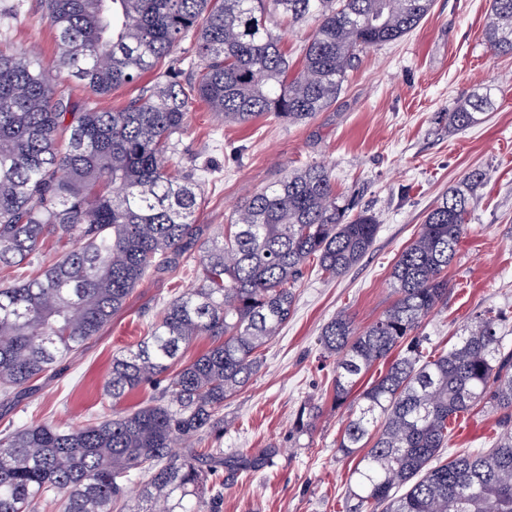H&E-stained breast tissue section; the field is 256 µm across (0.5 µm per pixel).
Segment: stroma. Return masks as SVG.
<instances>
[{
  "label": "stroma",
  "instance_id": "obj_1",
  "mask_svg": "<svg viewBox=\"0 0 512 512\" xmlns=\"http://www.w3.org/2000/svg\"><path fill=\"white\" fill-rule=\"evenodd\" d=\"M490 12L491 0H434L411 33L361 54L336 103L303 124L267 116L227 125L204 104L192 106L174 161L202 185L196 223L227 224L246 197L316 163L326 166L356 210L379 224L371 251L344 276L328 281L306 270L293 316L263 349L248 386L225 402L224 434L210 447L228 459L244 455L269 464L226 481L214 512H347L354 463L337 445L350 409L334 404L336 359L320 346L322 328L344 311L363 329L388 310L399 253L442 194L476 168L486 170L487 179L448 268V303L424 321L422 332L437 355L457 342L473 316L493 309L502 314V335L512 339V56L487 43ZM271 25L290 71H298L315 20L295 24L278 15ZM0 42L52 59L56 34L43 0H0ZM489 87L496 93L494 112L449 132L448 108ZM197 274L191 252L172 270L146 277L84 350L57 364L18 402L0 407V429L30 422L76 428L109 415L104 385L113 356L135 348L155 311L195 287ZM308 400L320 417L299 437L293 421ZM498 428V414L478 408L458 418L449 444L476 448Z\"/></svg>",
  "mask_w": 512,
  "mask_h": 512
}]
</instances>
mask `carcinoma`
<instances>
[{
  "instance_id": "cac0c4a2",
  "label": "carcinoma",
  "mask_w": 512,
  "mask_h": 512,
  "mask_svg": "<svg viewBox=\"0 0 512 512\" xmlns=\"http://www.w3.org/2000/svg\"><path fill=\"white\" fill-rule=\"evenodd\" d=\"M55 58L0 43V401L83 347L150 272L199 247L197 287L171 299L136 349L112 358L111 414L75 429L30 423L0 434V512H114L127 482L142 483L134 512H204L213 477L265 459H224L204 438L224 432V402L260 368L261 348L292 315L313 261L329 278L371 249L379 224L352 214L328 169L310 164L256 192L208 242L194 223L199 182L173 155L189 108L206 104L226 124L272 114L308 122L336 103L366 49L399 40L433 0H44ZM317 18L299 71L271 28L272 14ZM199 69L159 70L188 34ZM488 44L512 55V0H492ZM155 74L118 110L71 100L65 79L99 97ZM496 106L492 89L458 99L448 129L466 130ZM487 178L475 169L426 214L390 273L395 300L360 330L339 313L323 329L337 357L333 399L351 416L337 451L355 461L348 512H512V347L480 314L435 356L421 323L448 298L453 261ZM49 238L70 248L39 261ZM210 347L176 373L198 338ZM390 360L356 399L357 383ZM147 385L138 408H119ZM480 407L500 414L489 446L449 448L451 420ZM303 404L293 432L309 433Z\"/></svg>"
}]
</instances>
